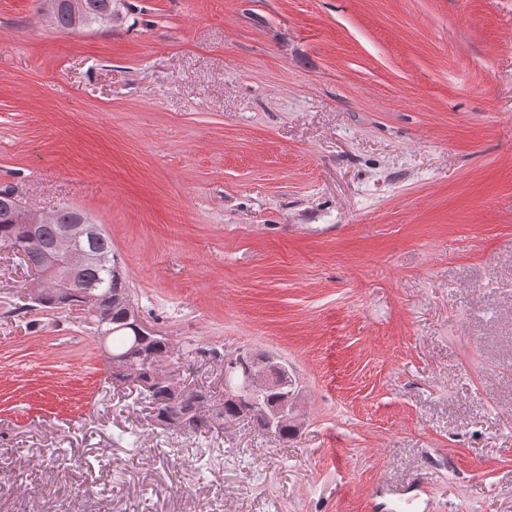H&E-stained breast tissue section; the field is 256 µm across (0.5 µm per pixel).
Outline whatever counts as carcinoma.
<instances>
[{
    "mask_svg": "<svg viewBox=\"0 0 512 512\" xmlns=\"http://www.w3.org/2000/svg\"><path fill=\"white\" fill-rule=\"evenodd\" d=\"M84 18L79 24H74L72 12L58 8V0H51L56 24L63 30L91 26L99 23L101 10L107 0H81ZM79 212L62 209L55 213V224L43 228V236L51 238L55 225L73 224L77 221ZM9 245L12 248L31 256L37 247L27 241L23 225L13 222L9 214L0 212V246ZM94 248L111 254L112 267L109 269L91 265L87 267L85 278L89 283H95L102 292L112 294V307L95 315V321L101 334L112 338V354L125 359V363L133 367V372L125 373L122 369H112V379L118 382L132 381L140 388V395L151 409L153 419L162 425H168L165 415H187L192 423L187 429L172 427V430L183 434L203 435L213 426V420L223 419L234 421L247 419L262 434H270L283 440L295 437L297 424L293 417L281 425L268 429L260 423L262 414L270 412V406L276 402L295 395L297 384L294 376L275 391L259 389L255 393L257 402L256 415L241 413L238 408L227 402L219 403L218 410L209 411L212 394L208 389L193 390L183 387L176 394L170 391V383L162 370L157 368L162 362L174 359V351L168 340L163 336H154L149 340L139 338L126 321V303L132 301L131 289L122 275L120 263L116 255L112 254V240L105 234L101 235L94 244ZM81 289H76V295L63 302L54 297L51 288L44 289V298L40 306L50 309H65L67 307L86 303L79 297Z\"/></svg>",
    "mask_w": 512,
    "mask_h": 512,
    "instance_id": "1",
    "label": "carcinoma"
}]
</instances>
